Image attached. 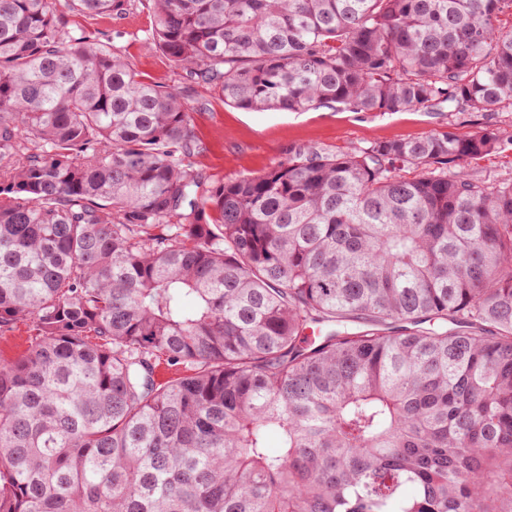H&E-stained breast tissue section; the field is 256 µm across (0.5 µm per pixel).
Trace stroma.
Returning <instances> with one entry per match:
<instances>
[{
  "label": "stroma",
  "instance_id": "35a3bbf8",
  "mask_svg": "<svg viewBox=\"0 0 512 512\" xmlns=\"http://www.w3.org/2000/svg\"><path fill=\"white\" fill-rule=\"evenodd\" d=\"M74 24L94 31L118 47L145 78L165 82L171 72L167 59L148 45L149 12L140 0L122 19L77 16ZM194 114L195 131L204 149L199 168L215 180L231 181L263 172L287 157L289 150L321 145L348 150L386 139H413L436 131L469 135L493 123L512 129V107L496 112L453 116L445 112H348L322 107L309 112H247L203 92Z\"/></svg>",
  "mask_w": 512,
  "mask_h": 512
}]
</instances>
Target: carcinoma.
I'll return each instance as SVG.
<instances>
[{"label":"carcinoma","mask_w":512,"mask_h":512,"mask_svg":"<svg viewBox=\"0 0 512 512\" xmlns=\"http://www.w3.org/2000/svg\"><path fill=\"white\" fill-rule=\"evenodd\" d=\"M142 2L169 83L0 0V512H512V130L193 161L201 89L498 111L512 0ZM479 175L490 181L510 179L512 177V155H491L475 165ZM33 325L28 321H20L4 333H0V358L12 359L22 355L28 347L29 336H33Z\"/></svg>","instance_id":"carcinoma-1"}]
</instances>
